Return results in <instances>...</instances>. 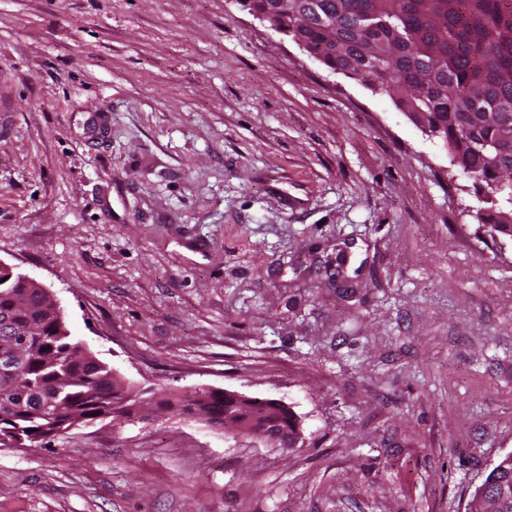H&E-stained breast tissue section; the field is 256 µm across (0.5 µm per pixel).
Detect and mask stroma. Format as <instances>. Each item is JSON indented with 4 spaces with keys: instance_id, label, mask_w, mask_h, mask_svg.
<instances>
[{
    "instance_id": "35a3bbf8",
    "label": "stroma",
    "mask_w": 512,
    "mask_h": 512,
    "mask_svg": "<svg viewBox=\"0 0 512 512\" xmlns=\"http://www.w3.org/2000/svg\"><path fill=\"white\" fill-rule=\"evenodd\" d=\"M386 96L237 0H0V262L153 401L0 447V512H466L512 453V242ZM202 390L206 392L210 391H224V394H215L213 395L214 401L212 403V411L214 417L211 418L210 414V398L208 393L202 392ZM202 390H198L197 393L193 395V399L195 401L196 410L194 412V419L205 421L209 423L211 421L212 425H220L221 418L224 416V400L233 402L236 406L241 407L244 403H250L253 398L249 397L243 393L238 391H230L226 389H217V388H202ZM236 419V413H227L224 416V423L220 426V428L224 431L225 436H233L239 437L241 433V429L238 428ZM156 403L170 414L185 415L189 419L193 418L190 396L178 397L164 393L156 399ZM265 401L264 408H258L256 411L245 408H238V418L243 422L244 425L249 424L252 420H257L258 422L265 421H275L277 422L279 428L276 433V440L271 442L270 440V432L268 429V424L265 423V426L261 427L259 430H253L249 435L253 438L259 439L264 442H271L276 446H280L282 448H293L295 447V436L294 434L297 432L301 435L300 432V424L297 423L295 414L288 409V406L284 404L282 401H275L280 406L276 405L273 400L270 399H262ZM288 410V411H287ZM293 422L297 423L296 430L293 427Z\"/></svg>"
}]
</instances>
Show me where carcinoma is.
<instances>
[{"label": "carcinoma", "instance_id": "cac0c4a2", "mask_svg": "<svg viewBox=\"0 0 512 512\" xmlns=\"http://www.w3.org/2000/svg\"><path fill=\"white\" fill-rule=\"evenodd\" d=\"M274 23L330 70L389 97L402 112L424 113L455 165L495 194L483 223L512 239V222L505 221L512 214V0H288ZM385 42L398 50L390 74L373 64ZM472 98L483 107L471 105ZM22 294L29 303L17 309L15 299ZM10 314L18 329L36 320L39 289L0 273V321ZM28 342L24 385L0 387V408L12 407L0 418L1 447L18 436L33 446L57 428L68 429L74 413L85 423L134 416L137 396L123 390L111 368L98 367L81 342L60 335L57 321L41 320L39 334ZM58 371L70 383L54 417L31 419L29 411L53 393ZM156 403L192 418L188 396L164 393ZM238 418L245 425L277 422L274 445L295 447V414L272 400L255 411L238 409ZM467 512H512V453L475 489Z\"/></svg>", "mask_w": 512, "mask_h": 512}]
</instances>
